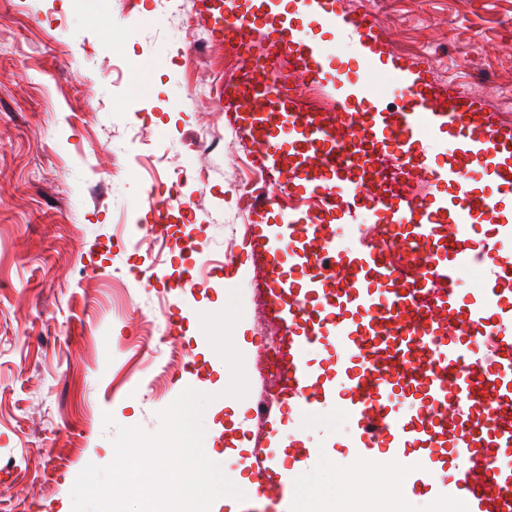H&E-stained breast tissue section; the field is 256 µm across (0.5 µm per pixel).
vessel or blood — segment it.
<instances>
[{
  "instance_id": "obj_1",
  "label": "vessel or blood",
  "mask_w": 512,
  "mask_h": 512,
  "mask_svg": "<svg viewBox=\"0 0 512 512\" xmlns=\"http://www.w3.org/2000/svg\"><path fill=\"white\" fill-rule=\"evenodd\" d=\"M323 5L327 29L340 28L365 41L385 35L365 11ZM200 13L226 50L254 57L263 83L224 88V109L243 132L255 161L282 186L326 200L335 213L337 194L381 213L395 236L426 245L409 266L384 262L360 225L349 251L336 250V227L309 214L275 216L273 194H265L248 217L247 253H261L268 269L270 305L285 338L279 350L283 386L276 408L265 417V444L242 457L248 472L239 487L246 502H280L279 512H303L299 472L323 458L294 426L305 417L335 409L352 430V443L336 459L343 481L370 469L393 484L401 500L426 498L433 512H512V262L495 245L468 252L450 238L448 224L479 227L498 217L496 193L475 194L467 169L493 167L500 186L512 188V124L460 89L437 85L429 63L399 66L391 75L401 103L389 112L380 94L317 43H299L312 14L258 7L253 0H200ZM296 54L310 79L333 98V114L302 112L294 76L280 57ZM363 115L365 159L343 161L333 121ZM446 141L447 165H434L423 145ZM321 154V169L303 171L302 160ZM400 157L433 187L419 200L367 195L372 157ZM475 267L473 302L457 288V269ZM443 289L431 307L419 298L430 280ZM457 316L459 328L444 318ZM333 352L331 373L312 363L314 348ZM292 463L284 465L281 456Z\"/></svg>"
}]
</instances>
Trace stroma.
I'll use <instances>...</instances> for the list:
<instances>
[{
	"label": "stroma",
	"mask_w": 512,
	"mask_h": 512,
	"mask_svg": "<svg viewBox=\"0 0 512 512\" xmlns=\"http://www.w3.org/2000/svg\"><path fill=\"white\" fill-rule=\"evenodd\" d=\"M195 0H0V512H70L88 465L108 466L120 426L149 436L186 388L213 395L204 449L224 450L226 363L198 320L238 292L252 361L254 267L240 260L206 288H180L172 274L224 262L234 227L246 223L238 187L254 177L245 141L209 94L200 42L175 14ZM340 9L386 16L383 65L336 37L337 58L398 99L386 61L433 64V78L501 112L512 63L493 47L512 39V0H339ZM443 33L427 37L425 19ZM203 165L204 211L182 210L170 235L140 245L133 225L154 221L150 197ZM196 252L179 251L176 237ZM112 425H105L104 415ZM331 473H306L319 488L310 512H347Z\"/></svg>",
	"instance_id": "1"
}]
</instances>
